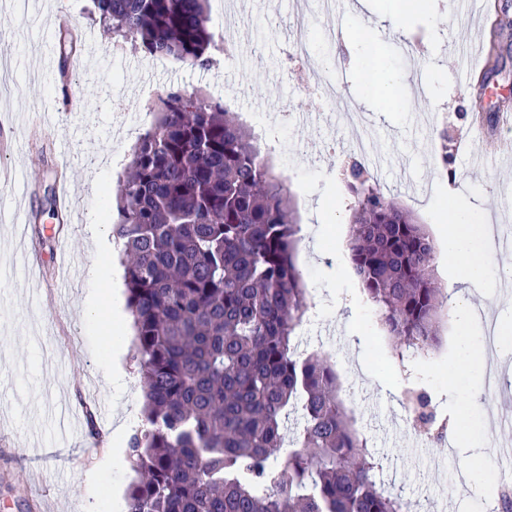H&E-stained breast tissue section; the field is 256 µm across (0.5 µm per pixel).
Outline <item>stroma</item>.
<instances>
[{"mask_svg":"<svg viewBox=\"0 0 512 512\" xmlns=\"http://www.w3.org/2000/svg\"><path fill=\"white\" fill-rule=\"evenodd\" d=\"M38 19L28 24L13 6L0 8V64L9 71L12 93L0 98V167L16 171L15 183H0V207L14 220L0 222V378L5 392L0 411L16 427L0 433V512H114L113 483L130 487L136 474L120 466L91 487L88 477L109 449L111 429L100 424L99 440L87 434L86 416L95 398L112 407L141 412L143 397L133 357L124 367L129 386L115 392L105 384L100 364L107 350L112 319L98 329L83 318L87 279L62 286L56 264L60 239H67L73 264L87 269L96 250L89 223L115 224L116 192L131 164L138 137L154 123L153 106L172 88L198 93L237 112L252 133L266 126L278 134L265 142L274 170L292 193L301 227L335 226L347 233L350 196L341 179L342 165L353 155V136L344 119L353 106L368 119V136L376 137L385 161L377 181L386 197L411 210L433 238L448 221L445 200L468 197L473 207L497 220L499 208L512 197V166L475 171L469 156L484 151L490 140L507 137L496 112L512 110V40L499 44L500 67L490 77L489 97L476 96V83L462 84L459 70L472 60L482 73L495 0H482V18L461 27L465 0H424L406 28L364 29L354 7L340 0L336 14L323 15L318 0H308L312 24L298 36L294 0H210L208 27L231 47L228 56L204 70L172 59L144 56L114 42L94 17L93 0H37ZM88 31L95 50L86 69L69 68L48 80L34 65L62 40L73 43L71 58L83 53L78 31ZM327 62L321 79L301 84L285 58L297 39ZM380 49L369 61L364 44ZM392 69L398 79L394 101L378 105L362 97L360 78L372 64ZM122 92L124 111L113 109V92ZM76 95L80 111L66 101ZM55 105L53 128L32 119L44 105ZM93 114L84 124L80 112ZM432 115L423 130L416 114ZM75 137L70 155L58 148L64 134ZM456 178H449L448 168ZM75 191L71 216L56 206L57 190ZM25 249L31 258L34 286L13 279L9 260ZM296 264L309 293H321L318 315L303 324L295 342L299 353L326 356L334 365L345 396L354 401L355 426L366 437L382 467L387 485L403 492L412 512H474L486 486L498 485L494 458H465L449 453L447 443L420 441L403 405V391L428 393L442 415L464 423L470 437L512 440V428L473 412L463 419L458 397L448 393L457 333L452 312H445L437 339L425 357L400 362L372 305L359 312L340 308L331 289L354 282L346 247L329 244L316 253L300 236ZM399 382L400 395L385 393ZM64 401L80 418L81 435L60 459L46 457L53 439V405Z\"/></svg>","mask_w":512,"mask_h":512,"instance_id":"stroma-1","label":"stroma"}]
</instances>
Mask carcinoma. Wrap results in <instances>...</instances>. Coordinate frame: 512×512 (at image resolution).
<instances>
[{
  "label": "carcinoma",
  "instance_id": "cac0c4a2",
  "mask_svg": "<svg viewBox=\"0 0 512 512\" xmlns=\"http://www.w3.org/2000/svg\"><path fill=\"white\" fill-rule=\"evenodd\" d=\"M209 0H94L95 20L150 57L215 63ZM512 27L501 8L486 73ZM347 180L351 268L396 350L425 352L448 290L438 247L411 211L355 160ZM112 235L126 256L127 307L144 396L126 459L138 475L126 512H410L385 490L326 357L294 339L307 308L295 262L299 224L275 174L235 112L179 89L160 98L133 148ZM303 425L284 456L282 418ZM415 426L441 441L447 420L423 393Z\"/></svg>",
  "mask_w": 512,
  "mask_h": 512
}]
</instances>
